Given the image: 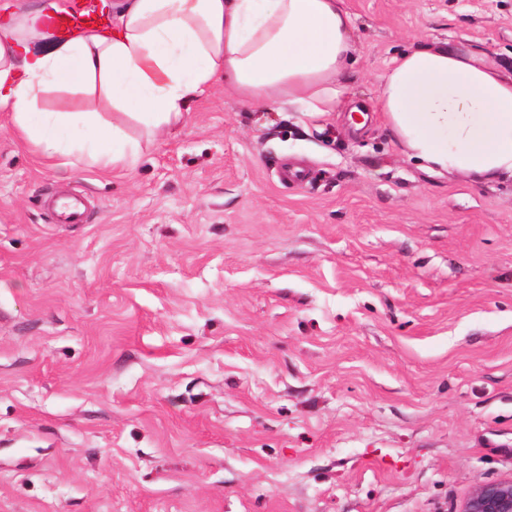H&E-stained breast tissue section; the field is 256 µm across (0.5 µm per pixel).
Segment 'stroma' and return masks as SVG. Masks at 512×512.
I'll return each mask as SVG.
<instances>
[{
    "label": "stroma",
    "mask_w": 512,
    "mask_h": 512,
    "mask_svg": "<svg viewBox=\"0 0 512 512\" xmlns=\"http://www.w3.org/2000/svg\"><path fill=\"white\" fill-rule=\"evenodd\" d=\"M344 7L337 112L219 84L107 172L0 112V512H461L512 479V180L426 171L376 107L422 43L511 74L512 0Z\"/></svg>",
    "instance_id": "stroma-1"
}]
</instances>
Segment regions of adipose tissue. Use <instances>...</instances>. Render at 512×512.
Segmentation results:
<instances>
[{"label":"adipose tissue","instance_id":"obj_1","mask_svg":"<svg viewBox=\"0 0 512 512\" xmlns=\"http://www.w3.org/2000/svg\"><path fill=\"white\" fill-rule=\"evenodd\" d=\"M351 51L343 0H121L101 22L56 40L39 13L21 16L0 0V111L41 155L115 170L218 83L268 112L337 111ZM62 92L96 107L48 109V95ZM377 108L427 169L512 179V75L468 36L395 58Z\"/></svg>","mask_w":512,"mask_h":512}]
</instances>
